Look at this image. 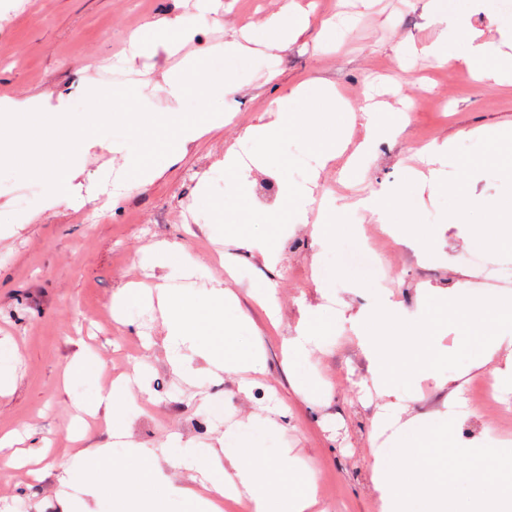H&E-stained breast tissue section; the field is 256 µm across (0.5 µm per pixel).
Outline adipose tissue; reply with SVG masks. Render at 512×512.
Segmentation results:
<instances>
[{
	"instance_id": "ef3b65f1",
	"label": "adipose tissue",
	"mask_w": 512,
	"mask_h": 512,
	"mask_svg": "<svg viewBox=\"0 0 512 512\" xmlns=\"http://www.w3.org/2000/svg\"><path fill=\"white\" fill-rule=\"evenodd\" d=\"M145 35L133 36L130 42V62L153 59L158 51L174 54L185 48L194 38L178 19L159 18L145 26ZM434 62L447 64L455 60L467 67H486L490 76H499L504 66L512 67V54L507 58L487 61L481 46H470L458 51L444 43L428 51ZM157 303L174 371L188 380H198L223 373L246 371L259 365V346L244 348L239 336L241 321L233 315L239 306L237 296L224 285L222 278L207 276L196 288L175 289L166 285L157 287ZM323 305L304 306L295 332L284 341L289 367L307 357L310 345L326 335ZM142 374H135L113 383L106 395L83 406L84 417L72 421L69 431L82 438L87 429L86 416L103 415L112 426L114 437H122L121 424L127 418V405L133 391H146ZM168 450L157 455L136 446H129L123 465H115L110 446L89 448L77 469L68 471V480H77L83 486L84 498L59 494L62 512H92L88 499H100L106 486L123 482L124 498L113 501L112 512H127V501H137L139 512H163V503L152 489L155 474L162 464L201 475L207 483V494H199L193 487L183 488L182 496L191 507L190 512H221L223 499L251 500L254 512H309L316 503V481L312 471L298 470L294 460L283 457L279 464L270 465L250 451L247 446L226 445L223 438L200 448L193 441L174 435L167 441Z\"/></svg>"
}]
</instances>
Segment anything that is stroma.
I'll list each match as a JSON object with an SVG mask.
<instances>
[{
    "mask_svg": "<svg viewBox=\"0 0 512 512\" xmlns=\"http://www.w3.org/2000/svg\"><path fill=\"white\" fill-rule=\"evenodd\" d=\"M197 0H0V51L12 59L0 65V98L47 93L52 103L74 109L87 84L115 87L109 67L130 55L129 36L160 17H180L196 34L190 48L209 54L217 45L250 32L260 38L284 0H217L216 11L196 21ZM313 23L280 49L255 46L250 67L235 80V92L219 98L227 120L204 133L175 162L161 161L162 174L145 185L111 196L108 176L122 165L119 154L98 137L85 139L83 171L76 178L81 200L43 206L45 186L15 175L0 176V345L13 358L8 390L0 392V435L37 431L48 441L53 466L37 473L8 466L0 457V504L25 512H58L63 465L85 448L110 444L114 459L125 446L113 443L102 419L72 442L67 426L82 400L96 397L111 378L143 368L148 392L135 400L127 424L130 443L152 450L173 433L209 442L213 430L238 426L270 463L291 454L298 466L314 471L318 503L312 512H381L370 483L375 452L370 436L376 409L363 392L371 386L369 362L349 322L362 306L386 299L408 317L421 306L417 290L430 285L455 294L456 269L478 245L469 233L451 227L438 240L442 260L421 259L416 248L398 240L379 242L383 279L369 277L344 262L346 249L361 245L358 228L378 218L358 200L393 191L418 163L416 152L430 143L475 144L478 129L512 127V74L502 84L457 62L437 66L423 50L447 39L465 49L469 39L487 57L504 51L500 28L512 23V0H449L463 27L434 21L432 0H293ZM329 20L320 29L319 20ZM178 56L159 54L154 67L131 66L140 75L136 90L153 112H182L155 85L157 67L173 68ZM275 81H268L270 72ZM331 84L348 112L358 115L370 98L383 115L403 125L394 139L365 144L361 120L345 122L341 133L349 151L365 153L353 173L347 154L320 168L315 202L306 223L287 225L276 242V268L264 265V244L220 236L200 202L201 185L228 187L215 162L229 147L246 143L249 128L266 122L271 104L288 111L291 92L309 80ZM339 207L343 230L332 239L313 235L321 203ZM194 223H186V214ZM92 222H85V215ZM176 244L198 274H213L219 260L230 261L229 281L251 318L245 335H258L264 359L250 379L249 394L238 390L236 375L196 387L172 370L162 343L157 308L139 303L112 316L113 292L128 283L154 286L141 259L155 244ZM330 290L332 332L312 347L300 372L308 379L296 390L285 371L284 338L291 336L300 306L314 302L318 284ZM93 357L100 378L64 374L76 353ZM411 415H447L446 394L433 380L412 381L406 391ZM276 420L273 429L254 422ZM512 433V415L476 413L454 424L458 443L492 444L496 431Z\"/></svg>",
    "mask_w": 512,
    "mask_h": 512,
    "instance_id": "obj_1",
    "label": "stroma"
}]
</instances>
